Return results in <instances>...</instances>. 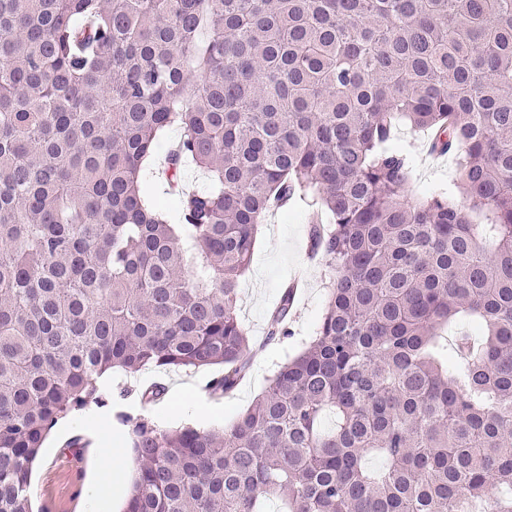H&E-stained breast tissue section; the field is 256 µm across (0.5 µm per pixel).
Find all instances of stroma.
I'll use <instances>...</instances> for the list:
<instances>
[{
    "label": "stroma",
    "mask_w": 512,
    "mask_h": 512,
    "mask_svg": "<svg viewBox=\"0 0 512 512\" xmlns=\"http://www.w3.org/2000/svg\"><path fill=\"white\" fill-rule=\"evenodd\" d=\"M427 140L426 133L405 125L395 132L397 145L412 164L413 195L445 192L459 197L462 207H469V200L460 198L457 189V154L431 156ZM310 222L309 209L298 202L274 212L258 238L250 270L241 285L239 316L259 338L267 326L269 310L285 284L293 280L298 270H305L308 281L297 295L293 336L269 342L257 351L247 377L231 395L222 398L203 392L218 374L214 367L173 371L148 366L132 377L113 373L107 386L108 406L68 414L47 436L32 474L35 512H122L136 463L130 449L124 448L113 423L116 411L147 413L155 424L166 428L192 425L220 429L264 393L277 366L288 356L297 354L302 341L313 336L326 307L331 271L309 256ZM153 382L164 386V396L155 405L143 406L140 392ZM78 437L84 439V447H73L72 442ZM115 448L121 449L125 458L126 477L112 490L91 496L98 459Z\"/></svg>",
    "instance_id": "obj_1"
}]
</instances>
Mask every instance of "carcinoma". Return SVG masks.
I'll return each instance as SVG.
<instances>
[{
  "instance_id": "cac0c4a2",
  "label": "carcinoma",
  "mask_w": 512,
  "mask_h": 512,
  "mask_svg": "<svg viewBox=\"0 0 512 512\" xmlns=\"http://www.w3.org/2000/svg\"><path fill=\"white\" fill-rule=\"evenodd\" d=\"M403 123L461 151L484 221L410 193ZM174 126L171 224L143 163ZM290 198L333 271L315 336L222 429L116 414L123 512H512V0H0V512H33L39 449L107 370L243 381L240 284ZM461 320L481 338L450 352Z\"/></svg>"
}]
</instances>
